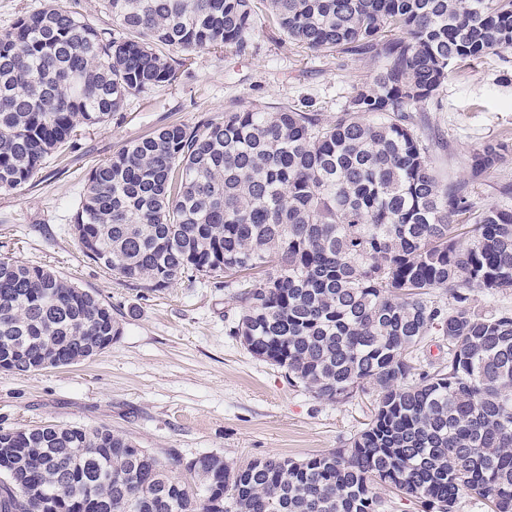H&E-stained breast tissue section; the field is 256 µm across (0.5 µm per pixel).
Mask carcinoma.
<instances>
[{
	"mask_svg": "<svg viewBox=\"0 0 512 512\" xmlns=\"http://www.w3.org/2000/svg\"><path fill=\"white\" fill-rule=\"evenodd\" d=\"M104 28L53 0L0 33V191L176 81L174 49L246 54L259 26L311 54L368 55L327 121L252 106L123 144L86 174L70 230L84 257L151 291L226 278L228 335L317 400L376 395L344 448L303 460L185 462L188 481L106 427L0 430V512H382L375 486L458 512H512V208L474 184L500 141L445 179L426 106L455 65L512 46V0H102ZM122 333L112 307L54 270L0 258V359L35 372ZM432 336L448 356L422 364Z\"/></svg>",
	"mask_w": 512,
	"mask_h": 512,
	"instance_id": "carcinoma-1",
	"label": "carcinoma"
}]
</instances>
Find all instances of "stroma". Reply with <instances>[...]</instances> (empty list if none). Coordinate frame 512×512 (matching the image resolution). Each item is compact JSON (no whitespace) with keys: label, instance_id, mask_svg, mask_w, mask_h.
Instances as JSON below:
<instances>
[{"label":"stroma","instance_id":"1","mask_svg":"<svg viewBox=\"0 0 512 512\" xmlns=\"http://www.w3.org/2000/svg\"><path fill=\"white\" fill-rule=\"evenodd\" d=\"M255 43L243 55L189 53L176 82L129 97L108 125L49 159L31 186L0 191V254L53 268L97 293L122 323L118 339L89 360L25 375L0 370V430L105 426L172 466L212 452L232 464L301 460L342 447L368 422L372 395L316 400L228 336L238 311L232 289L213 278L159 291L126 285L86 259L69 228L89 168L121 145L254 105L305 104L329 120L376 68L366 55H311L262 31ZM439 101L425 132L447 144L439 171L463 179L473 149L512 134V47L456 66Z\"/></svg>","mask_w":512,"mask_h":512}]
</instances>
